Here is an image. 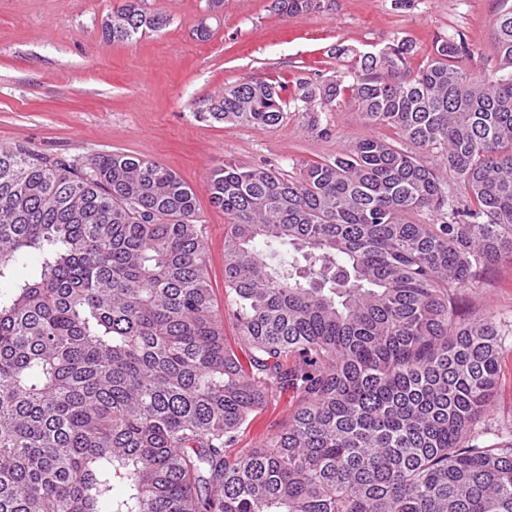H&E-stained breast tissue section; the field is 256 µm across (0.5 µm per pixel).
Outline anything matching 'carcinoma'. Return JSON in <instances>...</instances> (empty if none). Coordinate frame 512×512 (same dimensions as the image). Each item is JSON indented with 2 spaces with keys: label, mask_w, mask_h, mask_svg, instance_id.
Segmentation results:
<instances>
[{
  "label": "carcinoma",
  "mask_w": 512,
  "mask_h": 512,
  "mask_svg": "<svg viewBox=\"0 0 512 512\" xmlns=\"http://www.w3.org/2000/svg\"><path fill=\"white\" fill-rule=\"evenodd\" d=\"M166 21L125 0L102 30L131 41ZM494 51L482 77L462 40L437 37L416 67L403 40L358 55L348 86L298 79L287 100L285 80L242 83L211 102L207 120L268 128L291 108L325 135L349 92L395 134L293 176L212 172L242 355L187 183L125 154L78 168L0 147V512H512V436L484 427L501 333L456 306L512 254V0ZM288 389L284 429L230 454Z\"/></svg>",
  "instance_id": "carcinoma-1"
}]
</instances>
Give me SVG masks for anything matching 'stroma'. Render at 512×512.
<instances>
[{
	"mask_svg": "<svg viewBox=\"0 0 512 512\" xmlns=\"http://www.w3.org/2000/svg\"><path fill=\"white\" fill-rule=\"evenodd\" d=\"M123 0H0V146L25 143L83 167L103 154L158 162L189 184L205 227L208 278L230 344H238L233 307L224 295L227 219L212 206L211 171L227 162L295 173L366 135L352 96L325 113L326 135L308 133L297 116L278 126H227L199 119L225 88L280 76L351 84L349 51L365 52L395 39L412 40L426 55L438 34L468 44L475 71L499 62L492 47L499 0H323L317 11L279 14L275 0H144L166 25L129 42L106 40L102 23ZM211 32L200 37V23ZM462 316H490L509 336L500 356V384L486 420L491 432H512V257L484 270L480 283L457 293ZM298 405L292 391L251 421L240 445L272 438Z\"/></svg>",
	"mask_w": 512,
	"mask_h": 512,
	"instance_id": "obj_1",
	"label": "stroma"
}]
</instances>
